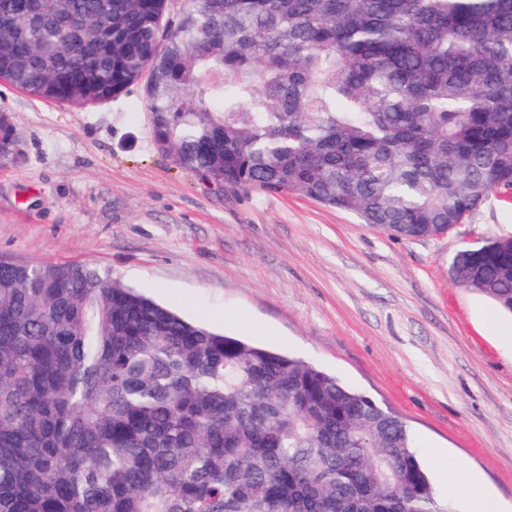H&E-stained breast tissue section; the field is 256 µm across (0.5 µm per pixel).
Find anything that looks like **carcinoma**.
I'll list each match as a JSON object with an SVG mask.
<instances>
[{
	"instance_id": "carcinoma-1",
	"label": "carcinoma",
	"mask_w": 512,
	"mask_h": 512,
	"mask_svg": "<svg viewBox=\"0 0 512 512\" xmlns=\"http://www.w3.org/2000/svg\"><path fill=\"white\" fill-rule=\"evenodd\" d=\"M0 0V81L84 107L144 83L217 191L397 238L512 190V0ZM19 132L0 114V163ZM453 282L512 313V236ZM0 512H448L403 420L88 263L0 259Z\"/></svg>"
}]
</instances>
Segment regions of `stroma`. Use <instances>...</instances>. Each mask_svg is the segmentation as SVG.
<instances>
[{
  "label": "stroma",
  "mask_w": 512,
  "mask_h": 512,
  "mask_svg": "<svg viewBox=\"0 0 512 512\" xmlns=\"http://www.w3.org/2000/svg\"><path fill=\"white\" fill-rule=\"evenodd\" d=\"M22 139L0 165V255L86 262L187 317L301 357L408 425L452 512L470 480L512 512V346L454 254L512 235V194L404 240L296 196L220 193L154 147L142 86L85 108L0 82Z\"/></svg>",
  "instance_id": "stroma-1"
}]
</instances>
